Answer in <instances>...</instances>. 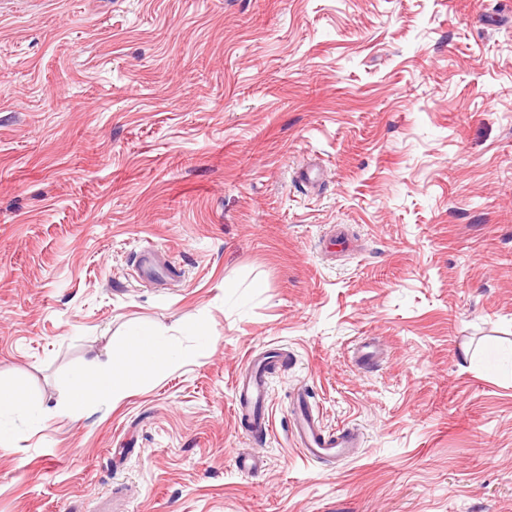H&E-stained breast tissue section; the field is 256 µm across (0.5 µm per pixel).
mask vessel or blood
Instances as JSON below:
<instances>
[{
	"instance_id": "obj_1",
	"label": "vessel or blood",
	"mask_w": 512,
	"mask_h": 512,
	"mask_svg": "<svg viewBox=\"0 0 512 512\" xmlns=\"http://www.w3.org/2000/svg\"><path fill=\"white\" fill-rule=\"evenodd\" d=\"M139 268L149 278L160 276L172 279L178 274L174 264L159 262L152 249L140 252ZM287 359L286 353L275 348L268 349L264 354L250 357L246 372L236 378L234 412L241 421L246 422L251 435H266L270 428L268 374L272 366ZM291 434L296 447L312 460L345 456L357 444L353 433H324L304 391L297 393L294 398Z\"/></svg>"
}]
</instances>
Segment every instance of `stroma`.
Masks as SVG:
<instances>
[{"label": "stroma", "mask_w": 512, "mask_h": 512, "mask_svg": "<svg viewBox=\"0 0 512 512\" xmlns=\"http://www.w3.org/2000/svg\"><path fill=\"white\" fill-rule=\"evenodd\" d=\"M194 315L205 356L61 413ZM269 347L259 440L233 384ZM510 349L512 0H0V382L45 410L0 512H512ZM300 388L354 454L303 456ZM139 268L147 278L160 276L173 279L178 275L174 264L162 263L156 259V249H145L139 253ZM123 344L121 358L102 363L92 355L73 374L63 413L79 418L90 399L116 404L144 375L162 372L188 359L153 325L131 326Z\"/></svg>", "instance_id": "1"}]
</instances>
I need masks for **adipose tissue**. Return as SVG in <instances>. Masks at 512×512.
<instances>
[{
  "label": "adipose tissue",
  "mask_w": 512,
  "mask_h": 512,
  "mask_svg": "<svg viewBox=\"0 0 512 512\" xmlns=\"http://www.w3.org/2000/svg\"><path fill=\"white\" fill-rule=\"evenodd\" d=\"M121 358L100 362L90 356L73 374L66 415L80 417L89 400L118 403L138 384L144 375L159 373L185 361L186 356L152 325L131 326L123 340ZM29 396L11 385H0V443L17 439L19 430L10 424V417L34 416Z\"/></svg>",
  "instance_id": "obj_1"
}]
</instances>
